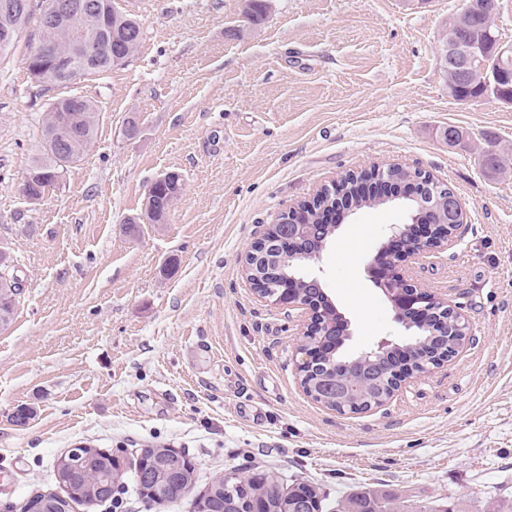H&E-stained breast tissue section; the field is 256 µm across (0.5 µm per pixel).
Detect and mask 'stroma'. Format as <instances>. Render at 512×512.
Here are the masks:
<instances>
[{"label":"stroma","mask_w":512,"mask_h":512,"mask_svg":"<svg viewBox=\"0 0 512 512\" xmlns=\"http://www.w3.org/2000/svg\"><path fill=\"white\" fill-rule=\"evenodd\" d=\"M118 3L138 15L140 47L75 86L99 107L96 140L35 204L20 187L49 103L26 68L37 19L0 58V246L22 288L0 328V512L57 491L54 463L79 445L118 460L122 506L73 512H146L133 466L152 447L195 467L162 512H191L214 478L256 467L332 501L365 485L440 512L458 497L471 512L512 504V166L480 162L488 148L512 159V106L448 95L439 49L466 0H272L257 27L244 0ZM384 164L460 198L461 240L402 267L468 336L382 405L341 414L304 393L300 317L260 298L243 262L280 214ZM172 170L185 190L163 223H132ZM408 221L396 204L340 212L321 254L350 355L397 331L365 266Z\"/></svg>","instance_id":"obj_1"}]
</instances>
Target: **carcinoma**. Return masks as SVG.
<instances>
[{
	"instance_id": "carcinoma-1",
	"label": "carcinoma",
	"mask_w": 512,
	"mask_h": 512,
	"mask_svg": "<svg viewBox=\"0 0 512 512\" xmlns=\"http://www.w3.org/2000/svg\"><path fill=\"white\" fill-rule=\"evenodd\" d=\"M31 0H0V30L13 32L10 37L0 33V56L13 47L19 33L30 15ZM101 9L109 17L112 28V48L101 45L95 48V55L85 64L68 66L74 33L66 29L41 27L42 34L38 45L31 48L28 57V71L41 84L43 91L49 92L80 83L89 76L106 72L120 66L132 58L142 40V26L138 16L118 6L116 0H99ZM271 10L270 0H248L244 7L246 24L257 26L263 23ZM74 113L77 120L69 125L56 121L58 105ZM99 108L84 95L66 100L53 97L45 112L41 125L40 156L30 164L25 180L34 194L40 196L60 185L59 177L65 176L67 169L92 146L98 125ZM375 180L384 185L393 181L427 184L426 173L403 167H390L387 175L375 176L371 172L348 174L339 187L324 189L314 201L303 206L300 214L312 224H320L327 219L330 207L342 196L344 202L353 207L382 205L387 202L384 194L367 197L360 191L362 183ZM184 179L174 177L168 181H155L148 190L147 204L154 216L147 220L161 222L174 202L183 192ZM290 224H276L268 236L269 260L263 270L261 281L263 291L272 294L289 282L294 267L300 264L297 259L283 257L279 247L288 239ZM15 262L12 251L0 247V325L5 326L11 319L17 298L21 293L20 280L14 279ZM438 306H428L426 320L418 324L410 312L405 318L414 323L411 346L394 351L395 356L408 358L413 362L426 363L439 350V358L445 360L457 352L462 343L466 328L448 317V328L437 326ZM331 320L317 329L314 334L303 337L304 346L313 348L331 341L325 335L330 324L336 323V312L326 311ZM344 366H336V348H331L320 364L306 370L301 382L306 390L327 397L336 390V378L348 375L358 377V388L344 401L342 408L348 412H360L381 404L392 393L393 382L390 373L380 370L374 375L357 371L361 362L342 356ZM157 469L156 478L138 485L139 494L146 507L154 510L165 504L180 500L194 479V469L190 460L170 448H149ZM83 458L75 461L70 468H61L65 458L56 461L55 471L59 472L67 485L65 494L40 493L19 507V512H72V504L80 502L89 508L112 498L116 481L112 478L113 465L99 455L94 448L81 450ZM288 504H299L304 510L296 512H436L428 505H420L395 492L376 487L360 486L343 494L336 503L328 505L327 497L318 485L304 479H294L284 483L277 472L271 469H254L246 474L231 471L214 479L194 501V512H277L283 497Z\"/></svg>"
}]
</instances>
